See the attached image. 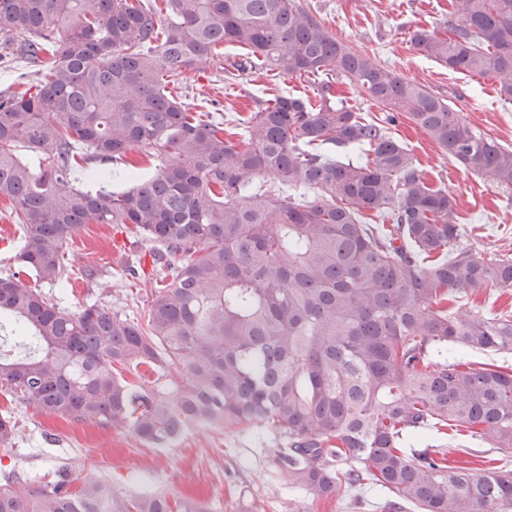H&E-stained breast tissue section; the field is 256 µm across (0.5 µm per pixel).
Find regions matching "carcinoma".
<instances>
[{
    "instance_id": "obj_1",
    "label": "carcinoma",
    "mask_w": 512,
    "mask_h": 512,
    "mask_svg": "<svg viewBox=\"0 0 512 512\" xmlns=\"http://www.w3.org/2000/svg\"><path fill=\"white\" fill-rule=\"evenodd\" d=\"M443 32L413 47L512 103V0H448ZM0 43L34 66L0 91V201L22 227L18 261L42 282L66 269L86 224L159 244L145 322L105 306H57L0 277V390L39 411L131 428L147 443L192 424L288 438L278 476L312 499L369 485L389 510L512 512V470L448 465L423 438L466 432L512 453V367L473 369L472 350L512 353V314L460 316L483 288L512 289V255L462 242L455 198L390 133L398 115L468 171L512 191V147L447 101L348 46L300 0H0ZM291 77L335 71L389 112L362 116L322 85L276 95L224 132L169 87L221 46ZM252 59V60H254ZM246 59L241 73L252 67ZM155 161L108 188L109 165ZM86 164L85 178L75 179ZM262 176L269 185L256 184ZM146 366L163 385L131 384ZM17 423L0 415V446ZM0 512H204L164 492L132 496L62 473L0 483Z\"/></svg>"
}]
</instances>
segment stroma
Returning a JSON list of instances; mask_svg holds the SVG:
<instances>
[{"label": "stroma", "instance_id": "obj_1", "mask_svg": "<svg viewBox=\"0 0 512 512\" xmlns=\"http://www.w3.org/2000/svg\"><path fill=\"white\" fill-rule=\"evenodd\" d=\"M303 2L352 48L369 53L380 65L450 100L472 126L512 145V104L503 103L496 81L449 72L412 47L413 30L443 29L449 20L448 0ZM248 55V49L225 46L221 64L208 62L200 70L185 73L178 96L193 109L244 118L270 95H312L313 81L259 67L247 82L230 80V73ZM390 131L419 161L426 178L455 197L459 221L469 230L466 243L489 258L512 250V193L466 171L406 118H399ZM21 235L19 225L0 207V275L16 273L29 282L32 274L15 259ZM156 248L155 242L134 240L112 224L85 225L65 251L70 275L67 286L43 282L39 288L70 312L98 304L128 318L145 320L151 292L161 277L150 259ZM137 263L143 273L133 281L125 271ZM89 269L95 272L90 280L84 276ZM4 412L14 417L19 436L12 445L0 447V479L15 472L41 486L66 469L74 480L105 478L124 492L165 490L191 497L207 512H384L381 494L368 488L327 500L289 494L277 476L274 455L275 449L287 447L288 441L276 434L192 425L175 442L148 444L132 430L83 425L45 414L0 391V414ZM448 459L467 467L512 469V453H501L467 436L452 440Z\"/></svg>", "mask_w": 512, "mask_h": 512}]
</instances>
